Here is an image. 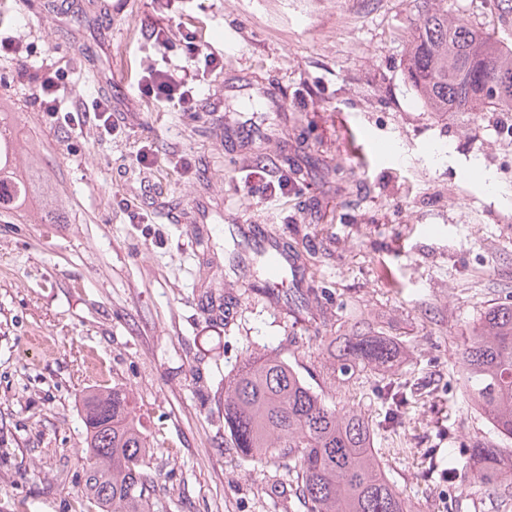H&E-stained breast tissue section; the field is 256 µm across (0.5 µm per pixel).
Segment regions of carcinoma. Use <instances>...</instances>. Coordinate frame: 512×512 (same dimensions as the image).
Masks as SVG:
<instances>
[{
	"mask_svg": "<svg viewBox=\"0 0 512 512\" xmlns=\"http://www.w3.org/2000/svg\"><path fill=\"white\" fill-rule=\"evenodd\" d=\"M406 79L433 112H512V42L485 33L464 16L448 14V0H420L408 38ZM13 143L0 116V219L13 216L34 187V171L12 169ZM337 366L326 373L349 379L389 369L398 354L383 336H344L330 342ZM461 360L467 404L481 410L495 434L512 439V304L489 308L463 336ZM391 416L408 404L398 384ZM85 479L81 494L101 512H154L149 474L154 449L129 393L114 386L87 393ZM224 430L242 458L263 466L288 461L307 512H414L386 476L369 420L338 410L299 375L280 352L246 360L224 383ZM476 471L486 490L501 496L512 478V449L477 442L461 460L448 456V479Z\"/></svg>",
	"mask_w": 512,
	"mask_h": 512,
	"instance_id": "1",
	"label": "carcinoma"
}]
</instances>
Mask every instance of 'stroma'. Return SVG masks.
Masks as SVG:
<instances>
[{
	"mask_svg": "<svg viewBox=\"0 0 512 512\" xmlns=\"http://www.w3.org/2000/svg\"><path fill=\"white\" fill-rule=\"evenodd\" d=\"M0 0V27L67 74V96L110 97L119 134L57 127L0 59V109L41 181L0 223V512H99L82 497V399L119 386L156 453L158 512H306L284 460L255 467L224 430V382L276 350L336 407L375 423L374 446L417 512H512L477 473L448 484L430 451L468 455L493 435L463 397L461 336L512 304V136L505 117L431 112L405 79L413 0ZM493 0L452 13L512 41ZM182 26L222 56L209 78L221 116L140 99L130 68L182 64L143 22ZM176 145L189 171L136 162ZM496 180L484 191L466 165ZM285 185L247 190L256 160ZM151 202L154 221L127 211ZM264 224L302 258L315 297L244 293L228 218ZM386 336L393 368L329 384L334 336ZM413 398L383 427L387 386Z\"/></svg>",
	"mask_w": 512,
	"mask_h": 512,
	"instance_id": "obj_1",
	"label": "stroma"
}]
</instances>
